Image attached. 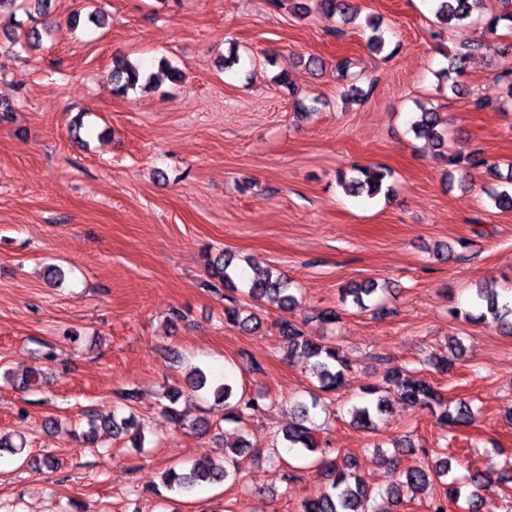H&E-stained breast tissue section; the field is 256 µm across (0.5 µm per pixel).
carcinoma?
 Listing matches in <instances>:
<instances>
[{
    "instance_id": "carcinoma-1",
    "label": "carcinoma",
    "mask_w": 512,
    "mask_h": 512,
    "mask_svg": "<svg viewBox=\"0 0 512 512\" xmlns=\"http://www.w3.org/2000/svg\"><path fill=\"white\" fill-rule=\"evenodd\" d=\"M434 16L442 25L462 24L479 13L485 33L489 36L498 34L502 22H512V0H498L501 10H484L485 0H430ZM320 7L341 17L345 24L353 23L357 18V9L353 0H320ZM482 44H466L447 55L448 67L443 73L463 76L470 60L478 54ZM355 60L343 58L337 62V69L342 79L348 82L347 91L343 95L359 100L365 99L369 92L365 91L358 82L363 72L354 70ZM150 78L138 66L125 60H114L112 66V85L117 94L124 95L137 87H149ZM416 136L423 137L438 151L447 148V132L441 113L434 107L420 106V112L412 124ZM448 165L453 168H475L485 165L484 159L476 151L467 154L457 153L447 156ZM389 176L386 168L381 166L358 167L353 173L341 174L340 183L346 193L352 196L365 195L374 198L382 192L385 179ZM233 256L224 257V262L213 263L211 268L219 282L226 288H235L230 267ZM377 291L376 283H356L342 291V301H351L360 309H367V301ZM249 295L257 300H266L282 310H290L297 303L296 295L291 292L288 281L278 272L269 271L261 276L252 278L249 284ZM476 308L479 314L470 311L465 318L470 321H482L486 315H491L502 329L512 334V303H500L495 293L490 289H479L476 292ZM243 309L233 304L224 309V321L237 326L246 327L253 316H242ZM278 333L287 343L288 355L297 359L307 360L310 364L311 375L317 381V388L324 393L336 391L342 384L345 372L349 370L347 359L342 355L338 346L324 340L317 342L306 336L301 326L292 319L282 318L277 323ZM189 390H171L166 393L167 404L163 412L177 426L185 427L186 423L176 405L181 399L188 398V392H198L209 385L207 374L200 368L190 372ZM366 398L352 408V420L369 430H377L376 420L387 411L388 397L395 395L402 401L419 408L428 409L444 427L453 430L468 425L473 420L471 407L467 403H459L455 408L448 406V400L434 383L418 372H410L399 367H393L386 376L381 387L370 386L363 389ZM215 404L223 407V420L243 425L255 412L259 411L258 400L245 394L238 395L234 390L232 380L213 388ZM319 397L311 394V400H294L291 402V421L288 427L282 429L281 443L285 448H295L301 454L308 455L317 452L318 442L311 427L316 414ZM134 427L133 416L120 417L114 411L99 410L86 415V429L83 438L95 442L103 432L115 438L123 435L130 436L132 446L137 448L141 443L140 432L130 433ZM247 444L243 443L224 451V459L220 462L197 461L189 467L168 470L163 477V487L175 496L186 497L204 484H221L230 479H236L239 473V456L245 454ZM329 480L327 489L315 498L301 502L300 512H372L369 502L373 491L358 474V465L338 457L321 460ZM451 472V464L444 458L438 461L435 471L430 473L417 467L405 471V481L398 486L387 487L382 491L393 503H400L403 491L412 494L425 491L432 478L445 477ZM474 490L468 494L467 512H482L488 507V499L479 493L487 487L483 479L474 475L471 477ZM465 483L454 477L449 482L448 497L434 499L429 504V512H445L448 503H456L462 495Z\"/></svg>"
}]
</instances>
